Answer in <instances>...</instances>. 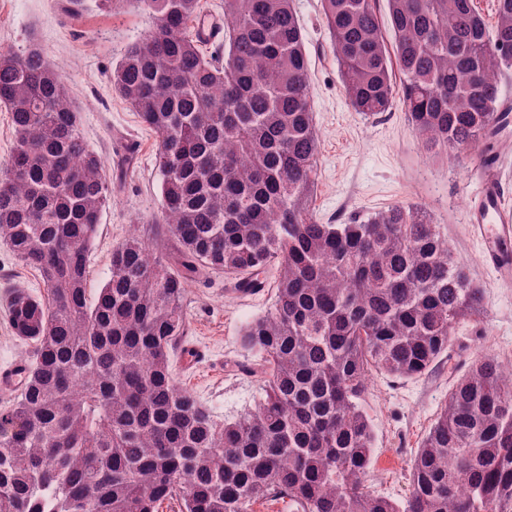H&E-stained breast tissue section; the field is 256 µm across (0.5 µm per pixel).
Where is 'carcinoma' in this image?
<instances>
[{
  "instance_id": "obj_1",
  "label": "carcinoma",
  "mask_w": 512,
  "mask_h": 512,
  "mask_svg": "<svg viewBox=\"0 0 512 512\" xmlns=\"http://www.w3.org/2000/svg\"><path fill=\"white\" fill-rule=\"evenodd\" d=\"M320 0L356 112L399 101L427 148L477 153L498 123L512 64V0L488 26L473 0ZM155 25L112 70V86L160 136L171 240L138 233L112 249L90 301L86 257L112 184L80 130L62 72L36 45L0 49V105L14 145L0 172V243L39 271L8 318L33 347L19 393L0 409V512H512V369L474 362L417 449L404 503L368 490L374 435L359 400L374 372L427 374L456 324L484 313L424 207L361 224L309 213L319 138L292 0H224V61L191 31L200 0H98ZM280 275L271 310L246 327L259 357L257 406L216 421L177 385L189 280Z\"/></svg>"
}]
</instances>
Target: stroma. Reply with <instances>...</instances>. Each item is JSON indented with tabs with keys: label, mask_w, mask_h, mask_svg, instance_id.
<instances>
[{
	"label": "stroma",
	"mask_w": 512,
	"mask_h": 512,
	"mask_svg": "<svg viewBox=\"0 0 512 512\" xmlns=\"http://www.w3.org/2000/svg\"><path fill=\"white\" fill-rule=\"evenodd\" d=\"M293 6L303 27L319 135L310 202L314 218L347 224L396 204H419L442 225L449 246L484 294V316L457 325L452 347L432 371L408 379L373 374L362 397L374 434L367 484L375 494L400 503L409 494L413 457L457 377L486 355L512 367V285L500 283L486 265L468 223L486 160H496L512 203V127L485 146L481 156H447L424 147L400 104L375 116L354 111L346 103L320 0H293ZM67 8L68 0H0V48L20 52L35 42L62 67L83 137L106 164L112 203L87 256L86 296L92 300L110 276L113 247L132 231L156 249L173 247L155 224L162 208L156 162L160 137L140 122L110 82L113 68L153 28L154 20L145 12L100 13L95 0H85L78 17ZM267 276V288L252 296L238 294L236 275L221 271L201 274L186 290L187 332L171 356L172 371L217 420L234 419L263 395L253 371L258 357L244 347L242 335L273 306L277 269ZM17 288L42 291L41 276L0 245L1 367L31 353L8 322V299Z\"/></svg>",
	"instance_id": "stroma-1"
}]
</instances>
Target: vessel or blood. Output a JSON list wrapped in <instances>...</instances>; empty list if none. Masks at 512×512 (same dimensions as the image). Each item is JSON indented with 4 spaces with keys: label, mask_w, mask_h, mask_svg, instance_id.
I'll list each match as a JSON object with an SVG mask.
<instances>
[{
    "label": "vessel or blood",
    "mask_w": 512,
    "mask_h": 512,
    "mask_svg": "<svg viewBox=\"0 0 512 512\" xmlns=\"http://www.w3.org/2000/svg\"><path fill=\"white\" fill-rule=\"evenodd\" d=\"M503 187L496 179L484 182L474 197L470 223L486 246L485 258L500 278L512 279V207L502 200Z\"/></svg>",
    "instance_id": "b4317fda"
}]
</instances>
